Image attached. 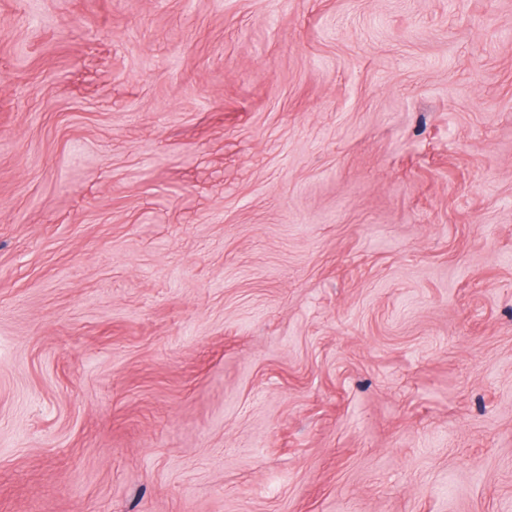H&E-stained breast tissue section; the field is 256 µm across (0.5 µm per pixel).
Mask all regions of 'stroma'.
<instances>
[{
	"instance_id": "35a3bbf8",
	"label": "stroma",
	"mask_w": 512,
	"mask_h": 512,
	"mask_svg": "<svg viewBox=\"0 0 512 512\" xmlns=\"http://www.w3.org/2000/svg\"><path fill=\"white\" fill-rule=\"evenodd\" d=\"M0 512H512V0H0Z\"/></svg>"
}]
</instances>
